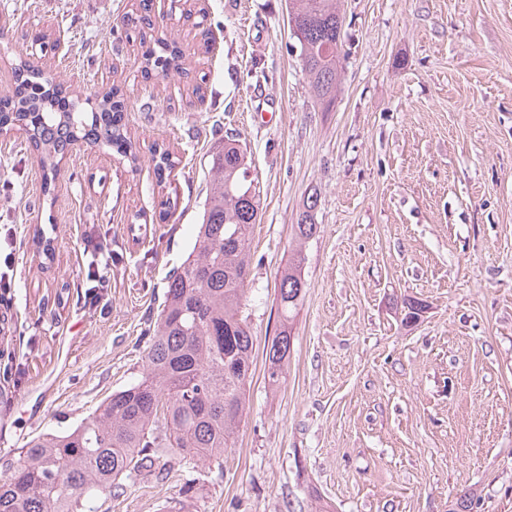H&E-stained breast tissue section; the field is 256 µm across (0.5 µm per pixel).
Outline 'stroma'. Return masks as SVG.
<instances>
[{"instance_id":"1","label":"stroma","mask_w":512,"mask_h":512,"mask_svg":"<svg viewBox=\"0 0 512 512\" xmlns=\"http://www.w3.org/2000/svg\"><path fill=\"white\" fill-rule=\"evenodd\" d=\"M215 51L152 0L184 71L143 75L140 0H0V97L31 51L53 81L125 98L139 161L69 149L54 193L0 135V478L33 438L141 379L169 276L227 134L260 199L247 322L255 370L221 461H157L77 512H512V0H340L342 76L322 110L288 0H205ZM204 84L197 97L196 84ZM178 159L165 181L156 148ZM317 195L305 296L278 389L264 379L275 288ZM52 240L44 256L37 232ZM100 284L98 306L84 294ZM422 303L405 323L403 300Z\"/></svg>"}]
</instances>
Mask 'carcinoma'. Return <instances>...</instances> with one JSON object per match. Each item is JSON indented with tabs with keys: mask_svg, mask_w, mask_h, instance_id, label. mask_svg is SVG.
Masks as SVG:
<instances>
[{
	"mask_svg": "<svg viewBox=\"0 0 512 512\" xmlns=\"http://www.w3.org/2000/svg\"><path fill=\"white\" fill-rule=\"evenodd\" d=\"M288 22L315 98L327 112L340 82L344 19L336 0H288ZM183 60L176 43L158 38L142 52V73L180 70ZM14 77L13 95L0 99V128L26 129L43 177L56 174L58 158L77 138L136 165L118 88L90 106L78 93L49 83L25 59L15 64ZM174 166L169 151L159 152V179ZM210 171L202 222L187 259L168 280L141 379L109 396L80 424L28 442L10 463L11 474L0 479V512H75L82 497L112 491L125 472L151 470L159 448L180 462L224 456L243 418L253 372L254 339L243 308L259 202L238 139L229 137L216 148ZM317 203L311 195L303 204L294 225L296 256L276 288L280 330L265 356V379L275 389L293 347L292 323L305 288L301 247L318 233Z\"/></svg>",
	"mask_w": 512,
	"mask_h": 512,
	"instance_id": "obj_1",
	"label": "carcinoma"
}]
</instances>
